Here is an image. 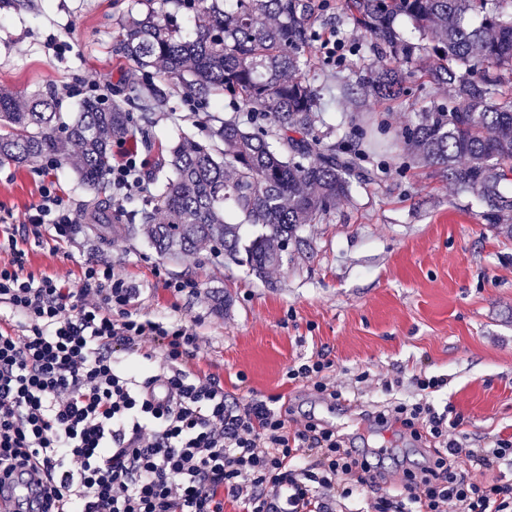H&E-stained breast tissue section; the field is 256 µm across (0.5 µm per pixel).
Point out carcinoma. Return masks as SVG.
<instances>
[{"instance_id": "cac0c4a2", "label": "carcinoma", "mask_w": 512, "mask_h": 512, "mask_svg": "<svg viewBox=\"0 0 512 512\" xmlns=\"http://www.w3.org/2000/svg\"><path fill=\"white\" fill-rule=\"evenodd\" d=\"M512 0H338L372 54L357 78L375 99L406 95L414 65L425 57L429 81L448 98L415 113L396 133L420 163L437 169L458 189L473 191L483 220L512 234ZM198 14V30L184 40L169 5ZM320 0H159L131 18L116 36L118 52L140 68L161 70L137 107L160 103L166 87L198 100L228 93L249 112L274 123L250 130L237 118H211L208 139L182 135L169 147V173L159 183L158 210L144 211L124 231L146 238L163 258L217 249L259 280L309 247L301 235L349 199L371 173L359 145L324 144L312 135L320 99L300 76L314 40ZM407 19L423 42L400 33ZM64 128L67 160L94 193L112 167V142L133 136L130 112L87 99L70 122L60 123L47 92L31 101L0 87V163L27 165L57 154Z\"/></svg>"}]
</instances>
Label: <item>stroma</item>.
<instances>
[{
  "mask_svg": "<svg viewBox=\"0 0 512 512\" xmlns=\"http://www.w3.org/2000/svg\"><path fill=\"white\" fill-rule=\"evenodd\" d=\"M147 0H0V85L31 95L53 92L63 119L82 102L65 83L81 77L111 90L112 101L133 112L131 141L112 144L113 159L136 149L147 195L100 197L127 220L155 208L154 175L168 145L181 134L208 137V114H251L229 96L195 102L184 89H170L150 112L136 111L139 88L125 85L132 62L115 49L122 22L147 10ZM318 37L306 52L302 76L327 109L314 127L328 143H340L352 124L373 129L378 148L363 162L369 181L357 185L329 221L306 225L312 242L306 256L272 269L261 282L245 268L204 252L170 262L142 237L103 235L78 227L71 241L43 235L28 241L26 270L58 271L80 285L86 261L112 266L139 290L137 310L195 325L200 350L191 369L218 377L228 400L278 397L295 430L308 417L335 427L351 447L381 451L394 477L416 468L424 449L398 426L360 417V405L415 400L413 375L443 379L428 399L452 407L476 445L512 435V238L482 219L473 193L458 191L435 168L413 160L394 138L416 112L447 94L434 85L380 103L357 85L342 86L348 70L366 73L365 34L339 17L336 0L313 20ZM336 33L343 48L323 50L320 39ZM68 41L57 54L51 38ZM41 163L0 164V212L22 222L40 199ZM198 283L196 294L168 289L171 281ZM325 355L333 363L325 378L359 406L329 413V403L310 384L288 379L289 367Z\"/></svg>",
  "mask_w": 512,
  "mask_h": 512,
  "instance_id": "obj_1",
  "label": "stroma"
}]
</instances>
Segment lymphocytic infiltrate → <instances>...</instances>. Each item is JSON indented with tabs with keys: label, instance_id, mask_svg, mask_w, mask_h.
<instances>
[{
	"label": "lymphocytic infiltrate",
	"instance_id": "f902f5d3",
	"mask_svg": "<svg viewBox=\"0 0 512 512\" xmlns=\"http://www.w3.org/2000/svg\"><path fill=\"white\" fill-rule=\"evenodd\" d=\"M75 222L50 182L23 224L33 237L47 228L68 241ZM2 253L10 260L0 264V306L15 324L0 329V476L29 482L30 461L43 466L53 484L39 512H224L228 497L245 512H335L358 489L372 494L373 512H512V478L467 474L512 471V439L474 446L460 418L427 399L441 379L416 376L422 399L377 413L439 444L395 486L335 429L309 419L287 432L275 398L228 401L217 378L188 368L200 349L196 329L137 313L136 289L111 267L87 262L77 288L27 273L8 215ZM122 350L135 361L121 360ZM161 380L172 391L164 406L149 395Z\"/></svg>",
	"mask_w": 512,
	"mask_h": 512
}]
</instances>
